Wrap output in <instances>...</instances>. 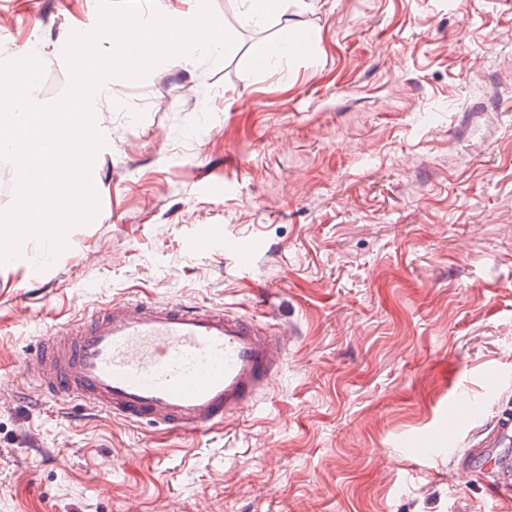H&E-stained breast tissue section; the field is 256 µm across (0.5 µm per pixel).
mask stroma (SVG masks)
<instances>
[{
    "mask_svg": "<svg viewBox=\"0 0 512 512\" xmlns=\"http://www.w3.org/2000/svg\"><path fill=\"white\" fill-rule=\"evenodd\" d=\"M280 5L248 27L211 0L224 56L110 78L96 221L43 271L33 238L0 266V512H512L457 467L512 402V0ZM98 17L0 0V61L40 57L56 102ZM145 296L286 332L257 406L177 435L25 378L34 343Z\"/></svg>",
    "mask_w": 512,
    "mask_h": 512,
    "instance_id": "stroma-1",
    "label": "stroma"
}]
</instances>
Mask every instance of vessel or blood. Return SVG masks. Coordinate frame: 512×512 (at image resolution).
<instances>
[{"label":"vessel or blood","mask_w":512,"mask_h":512,"mask_svg":"<svg viewBox=\"0 0 512 512\" xmlns=\"http://www.w3.org/2000/svg\"><path fill=\"white\" fill-rule=\"evenodd\" d=\"M283 333L224 308L118 302L81 321L75 334L41 341L27 379L63 401L179 433L209 430L256 405L283 364ZM512 418L502 416L461 466L481 471L495 499L512 498Z\"/></svg>","instance_id":"vessel-or-blood-1"}]
</instances>
